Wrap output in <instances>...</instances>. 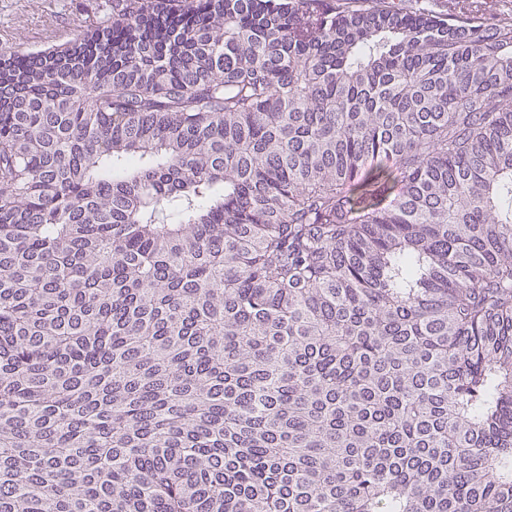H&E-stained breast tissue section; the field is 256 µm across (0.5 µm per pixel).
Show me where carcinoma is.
I'll list each match as a JSON object with an SVG mask.
<instances>
[{
    "label": "carcinoma",
    "instance_id": "obj_1",
    "mask_svg": "<svg viewBox=\"0 0 512 512\" xmlns=\"http://www.w3.org/2000/svg\"><path fill=\"white\" fill-rule=\"evenodd\" d=\"M0 512H512V18L1 52Z\"/></svg>",
    "mask_w": 512,
    "mask_h": 512
}]
</instances>
